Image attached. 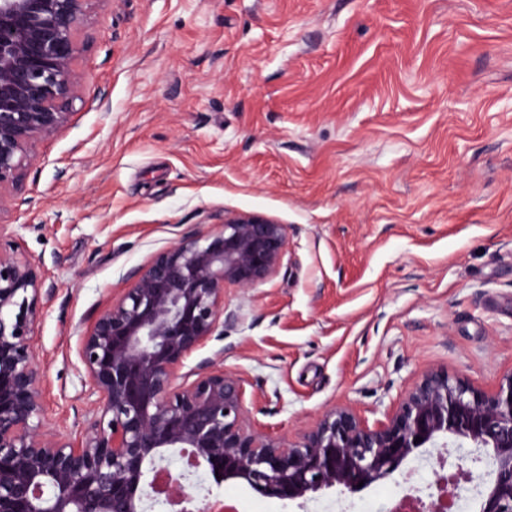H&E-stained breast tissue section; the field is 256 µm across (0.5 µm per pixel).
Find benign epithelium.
<instances>
[{
	"label": "benign epithelium",
	"mask_w": 512,
	"mask_h": 512,
	"mask_svg": "<svg viewBox=\"0 0 512 512\" xmlns=\"http://www.w3.org/2000/svg\"><path fill=\"white\" fill-rule=\"evenodd\" d=\"M87 2L0 0V207L21 192L33 144L71 120ZM286 241L285 225L241 213L134 270L80 336L95 416L74 442L49 429L33 363L34 326L52 289L0 225V512H147L152 473L169 466L170 452L190 458L193 472L293 501L336 487L357 493L419 449L447 447L489 451L480 512H512V374L488 391L430 369L375 427L338 408L296 441L250 430L243 387L222 368L174 386L219 327L224 284L265 282ZM165 492L173 503L195 501L171 473Z\"/></svg>",
	"instance_id": "1"
}]
</instances>
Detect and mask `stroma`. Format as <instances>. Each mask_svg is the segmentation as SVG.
Here are the masks:
<instances>
[{
	"label": "stroma",
	"mask_w": 512,
	"mask_h": 512,
	"mask_svg": "<svg viewBox=\"0 0 512 512\" xmlns=\"http://www.w3.org/2000/svg\"><path fill=\"white\" fill-rule=\"evenodd\" d=\"M73 116L0 211L52 295L34 361L49 426L92 416L94 312L184 237L284 224L278 270L224 287V333L186 361L241 379L255 431L328 410L368 424L431 368L512 373V0H91ZM239 512H319L203 474Z\"/></svg>",
	"instance_id": "obj_1"
}]
</instances>
